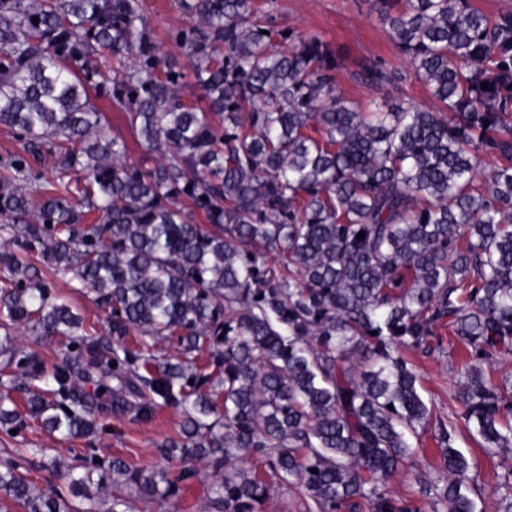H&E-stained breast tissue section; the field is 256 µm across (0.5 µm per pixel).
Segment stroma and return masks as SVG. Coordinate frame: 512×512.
<instances>
[{
    "instance_id": "stroma-1",
    "label": "stroma",
    "mask_w": 512,
    "mask_h": 512,
    "mask_svg": "<svg viewBox=\"0 0 512 512\" xmlns=\"http://www.w3.org/2000/svg\"><path fill=\"white\" fill-rule=\"evenodd\" d=\"M181 4L182 0H144L145 13L158 44L183 74L182 100L198 106L202 103L201 93L195 86L190 61L169 38L170 32L188 18ZM253 8L257 18L273 30L315 34L328 42L342 58L338 81L346 96L362 110L399 99L429 105L425 88L415 80L380 23L374 0H253ZM375 61L397 68L401 80L381 87L361 81L364 64ZM31 261L52 285L54 293L67 297L74 312L83 317L84 335L101 329L102 314L90 296L54 276L40 256H32ZM412 360L423 377L425 394L433 398L437 411L452 414L458 404L451 386L448 362L417 354ZM100 403L97 426L90 436L63 441L31 423L11 435L0 429V449L48 448L63 464L70 463L76 456L105 462L118 456L134 467L143 468L160 463L159 445L181 435L179 409L162 407L156 410L153 418L139 420L132 413L113 406L111 396H102Z\"/></svg>"
}]
</instances>
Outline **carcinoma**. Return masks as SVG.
Returning <instances> with one entry per match:
<instances>
[{
	"instance_id": "cac0c4a2",
	"label": "carcinoma",
	"mask_w": 512,
	"mask_h": 512,
	"mask_svg": "<svg viewBox=\"0 0 512 512\" xmlns=\"http://www.w3.org/2000/svg\"><path fill=\"white\" fill-rule=\"evenodd\" d=\"M397 2L377 0L379 19L434 107L362 111L331 46L293 30L276 42L251 0H192L172 33L200 108L181 99L142 0H0V125L53 172L37 200L31 165L0 163V426L88 435L87 383L143 418L182 413L150 468L75 456L62 469L44 448L15 450L0 463V512L160 507L200 461L210 512H262L273 485L254 459L309 512H424V499L486 512L478 464L404 351L440 359L460 343L454 418L485 455L512 448V380L485 375L512 354V12ZM362 79L401 76L371 63ZM98 98L125 115L141 164L102 135ZM31 253L105 314V334L51 372L15 346L18 327L46 341L82 321ZM427 436L439 474L415 476L418 498L396 494ZM27 452L59 484L36 485ZM498 493L512 512V471Z\"/></svg>"
}]
</instances>
